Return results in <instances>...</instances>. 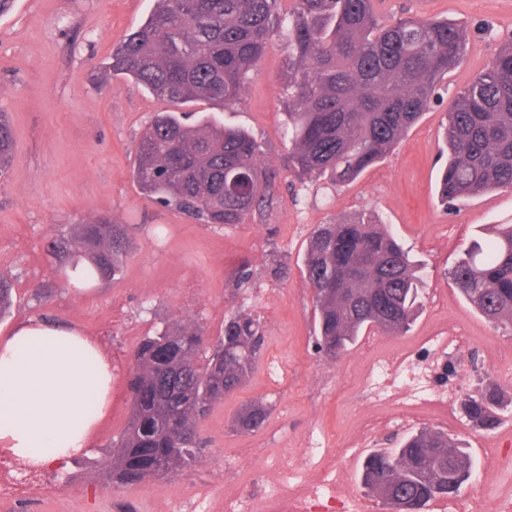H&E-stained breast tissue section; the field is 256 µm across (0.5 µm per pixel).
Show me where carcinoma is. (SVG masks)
Returning a JSON list of instances; mask_svg holds the SVG:
<instances>
[{"mask_svg":"<svg viewBox=\"0 0 512 512\" xmlns=\"http://www.w3.org/2000/svg\"><path fill=\"white\" fill-rule=\"evenodd\" d=\"M155 0V8L112 51L107 69L130 76L175 105H227L245 92L274 38L288 42L289 162L302 178L328 176L343 186L383 160L428 111L436 83L466 50L451 20L381 22L372 0ZM159 112L138 140L134 180L150 200L204 224H241L270 199L259 146L245 130L206 116ZM448 150L438 185L448 205L512 189V43L454 98L444 127ZM14 137L0 112V176ZM129 249L125 225L106 217L80 225L55 245L82 258L81 273L114 276ZM303 279L313 290L318 349L338 358L373 331L406 333L417 312L419 267L384 224L362 217L319 225L309 237ZM466 301L488 322L512 328V224L494 226L449 272ZM264 344L260 322L237 313L206 360L202 330L167 326L134 354L128 425L112 442V479L135 484L177 473L198 460L197 421L241 389ZM502 386L488 380L461 400L474 426L501 421ZM271 404L246 405L236 425L261 428ZM472 459L447 433L425 429L393 451L369 454L361 483L386 505L422 509L457 493Z\"/></svg>","mask_w":512,"mask_h":512,"instance_id":"1","label":"carcinoma"}]
</instances>
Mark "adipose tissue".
Returning a JSON list of instances; mask_svg holds the SVG:
<instances>
[{"instance_id":"ef3b65f1","label":"adipose tissue","mask_w":512,"mask_h":512,"mask_svg":"<svg viewBox=\"0 0 512 512\" xmlns=\"http://www.w3.org/2000/svg\"><path fill=\"white\" fill-rule=\"evenodd\" d=\"M112 381L111 360L80 328L19 322L0 337V457L41 469L84 452L110 414Z\"/></svg>"}]
</instances>
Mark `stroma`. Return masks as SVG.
<instances>
[{"label":"stroma","instance_id":"35a3bbf8","mask_svg":"<svg viewBox=\"0 0 512 512\" xmlns=\"http://www.w3.org/2000/svg\"><path fill=\"white\" fill-rule=\"evenodd\" d=\"M383 20L451 19L467 30L462 63L438 84L435 100L388 156L353 184L328 178L299 180L288 170L284 137L288 46L274 40L241 99L216 109L225 124L250 132L272 178L273 200L242 224H203L144 198L133 178L135 145L156 113L171 105L123 76L106 77L112 50L148 16L153 0H14L0 14V110L14 134V156L0 179V273L14 284L0 333L37 315L75 324L94 337L115 367L112 413L92 448L62 469L30 470L0 461L11 486L0 512H176L206 499L224 512V495L253 484L268 490L284 451L294 466L289 487L301 483L316 460L336 466L362 512H390L368 496L359 472L370 451L398 447L412 428L396 423L367 447L346 448L358 418L377 409L366 380L378 355L408 351L443 322L473 339L452 356L439 384L475 393L493 378L510 402L495 429L472 426L459 403L448 418L421 411L418 428L460 439L474 459L458 495L438 499L426 512H448L481 502L498 512L512 494V331L486 321L448 278V269L475 236L491 225L512 224V191H495L446 209L437 178L448 107L512 39V0H375ZM361 215L389 225L420 265L424 287L416 320L400 336L362 337L344 356L330 359L314 347L313 303L301 277L307 241L320 224ZM100 216L126 225L130 249L120 272L77 293L54 252L58 238ZM243 311L259 319L263 354L246 384L213 406L198 426L202 452L194 467L135 485L109 477L112 442L131 414L132 353L164 325H200L209 345L224 321ZM272 403L256 431L234 429L240 408ZM321 449V457L310 449Z\"/></svg>","mask_w":512,"mask_h":512}]
</instances>
